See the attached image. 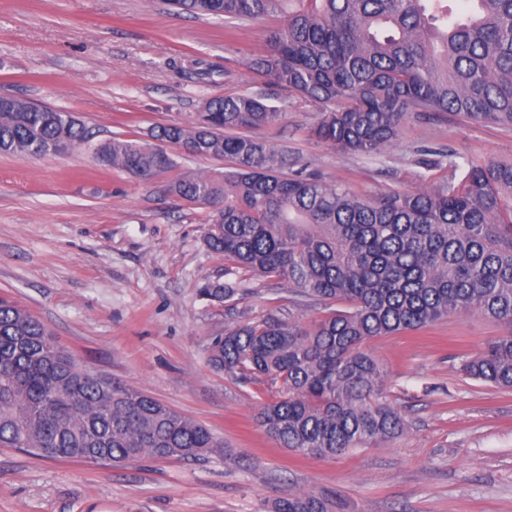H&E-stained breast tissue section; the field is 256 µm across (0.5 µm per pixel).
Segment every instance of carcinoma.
Listing matches in <instances>:
<instances>
[{"instance_id": "obj_1", "label": "carcinoma", "mask_w": 512, "mask_h": 512, "mask_svg": "<svg viewBox=\"0 0 512 512\" xmlns=\"http://www.w3.org/2000/svg\"><path fill=\"white\" fill-rule=\"evenodd\" d=\"M171 0L185 13L235 22L280 19L268 50L248 60L319 104L317 137L374 155L410 112L452 113L512 126V0ZM282 110L266 90L204 100L194 121L157 125L140 142H94L72 112L0 96V153L46 156L84 147L143 181L179 169L158 143L190 156L226 157L211 174L184 171L174 197L213 211L207 247L224 255V282L201 296L226 304L232 327L211 365L272 398L257 421L293 451L334 458L399 437L406 424L385 401V372L370 339L478 313L507 332L461 365L469 378L512 388V164L448 154L432 189L363 198L339 183L287 174L288 152L245 134ZM463 172L456 179L457 172ZM254 277H276L325 305L312 325L294 301L252 317L240 306ZM40 457L120 464L198 458L223 444L210 429L153 397L82 369L40 320L0 299V445ZM275 512H334L327 499L290 492Z\"/></svg>"}]
</instances>
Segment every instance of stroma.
Segmentation results:
<instances>
[{"label":"stroma","mask_w":512,"mask_h":512,"mask_svg":"<svg viewBox=\"0 0 512 512\" xmlns=\"http://www.w3.org/2000/svg\"><path fill=\"white\" fill-rule=\"evenodd\" d=\"M270 22L227 29L166 0H0V94L77 113L95 140H139L194 120L204 99L266 87L283 110L256 137L304 174L366 198L435 187L427 161L454 151L512 163V127L408 113L379 154L317 139L318 104L248 70ZM209 211L74 148L0 153V298L44 322L88 372L142 391L208 427L223 452L119 465L39 458L0 446V512H273L291 491L338 512H512V389L466 377V357L500 336L492 319L449 316L371 339L398 438L313 459L281 447L256 417L267 393L208 364L228 327L202 299L224 277L207 249Z\"/></svg>","instance_id":"1"}]
</instances>
